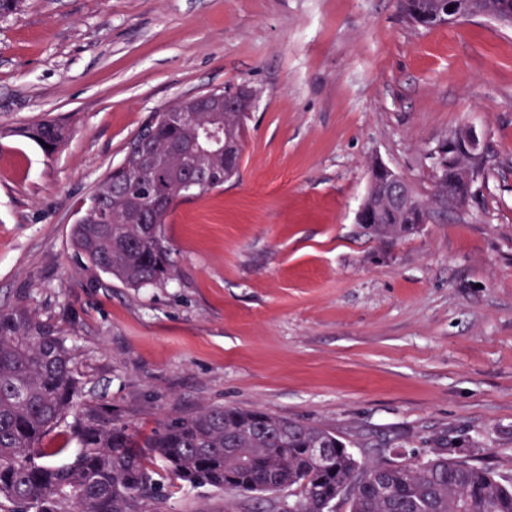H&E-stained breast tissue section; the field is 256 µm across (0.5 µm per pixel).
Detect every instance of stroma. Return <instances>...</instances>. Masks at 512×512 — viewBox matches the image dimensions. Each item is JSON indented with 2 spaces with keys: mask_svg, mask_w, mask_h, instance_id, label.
Listing matches in <instances>:
<instances>
[{
  "mask_svg": "<svg viewBox=\"0 0 512 512\" xmlns=\"http://www.w3.org/2000/svg\"><path fill=\"white\" fill-rule=\"evenodd\" d=\"M255 92L238 177L180 198L178 270L128 288L71 228L130 139L179 100ZM67 123L54 153L12 135ZM470 125L488 162L458 211L396 238L357 221L374 164L422 198ZM74 345L84 394L149 434L215 404L333 429L360 463L437 436L512 475V26L417 27L399 0H26L0 17V304ZM299 497L166 482L139 512H276Z\"/></svg>",
  "mask_w": 512,
  "mask_h": 512,
  "instance_id": "stroma-1",
  "label": "stroma"
}]
</instances>
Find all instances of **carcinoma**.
Here are the masks:
<instances>
[{"label": "carcinoma", "mask_w": 512, "mask_h": 512, "mask_svg": "<svg viewBox=\"0 0 512 512\" xmlns=\"http://www.w3.org/2000/svg\"><path fill=\"white\" fill-rule=\"evenodd\" d=\"M440 7L438 0H402L406 19L422 27L438 24ZM177 107L193 112L192 122L171 124L160 112L134 136L150 137L165 158L163 176L125 157L96 186L71 229L77 257L129 288L174 278L162 224L176 200L223 185L239 168L238 154L213 152L209 178L186 183L184 156L201 131L221 128L239 143L246 113L198 112L191 98ZM22 133L50 154L70 129L43 120ZM452 192L448 174L437 169L430 198L411 195L413 208L425 222L433 207L448 208ZM363 207L375 214L369 229L377 235L412 228L410 212L387 207L376 183ZM136 215L151 223H137ZM72 355L64 331L39 319L24 299L0 307V512H137L138 500L163 497L157 462L190 488L259 495L297 488L300 499L288 512H335L342 496L349 512H512V476L462 459L444 436L423 460L363 467L327 427L216 405L161 418L142 437L112 410L80 402ZM62 425L77 448L45 442Z\"/></svg>", "instance_id": "obj_1"}]
</instances>
